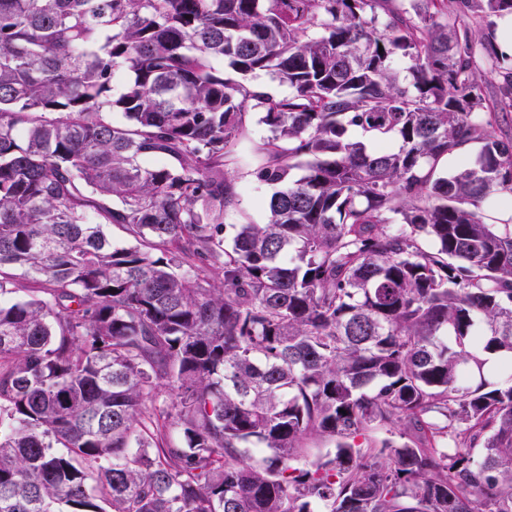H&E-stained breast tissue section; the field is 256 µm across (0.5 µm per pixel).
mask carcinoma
Returning <instances> with one entry per match:
<instances>
[{
  "label": "carcinoma",
  "instance_id": "1",
  "mask_svg": "<svg viewBox=\"0 0 512 512\" xmlns=\"http://www.w3.org/2000/svg\"><path fill=\"white\" fill-rule=\"evenodd\" d=\"M504 13L0 0V512H512V140L476 64L512 109ZM252 114L274 192L228 226ZM489 80L490 82L485 85L484 90L490 109H487L485 112H496L494 116L492 114L493 120L496 119V123L500 126V128H502V130L512 138V112L511 114L509 112L506 115L505 113H497L499 111L493 109V104L500 96L499 87L501 86L502 79L492 76Z\"/></svg>",
  "mask_w": 512,
  "mask_h": 512
}]
</instances>
